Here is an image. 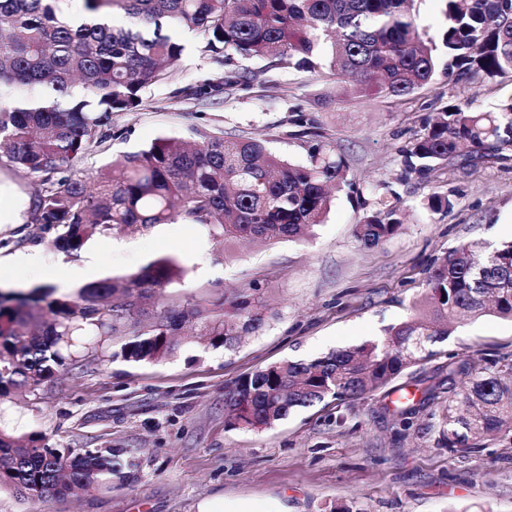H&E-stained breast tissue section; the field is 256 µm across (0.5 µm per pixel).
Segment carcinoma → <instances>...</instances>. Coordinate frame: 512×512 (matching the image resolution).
Listing matches in <instances>:
<instances>
[{
    "label": "carcinoma",
    "instance_id": "cac0c4a2",
    "mask_svg": "<svg viewBox=\"0 0 512 512\" xmlns=\"http://www.w3.org/2000/svg\"><path fill=\"white\" fill-rule=\"evenodd\" d=\"M60 2L0 0V164L40 178L25 220L30 231L16 244L51 234L69 256L97 232L181 222L208 228L221 261L240 240H299L330 210L329 186L343 178L346 164L303 116L294 132L308 139L303 164L220 132L193 146L159 138L114 160L100 179L79 167L111 137L112 113L137 109L147 88L175 73L185 50L179 32L193 35L203 52L354 76L362 95L407 97L440 77L476 86L512 78V0H444L437 44L424 39L410 0H83L75 17ZM246 84L247 75L234 74L190 95L216 97ZM509 151L512 97L486 111L457 101L427 122L405 152V170L425 173L450 160L467 164ZM398 212L385 205L355 225L360 246L394 236ZM183 273L176 258L162 256L75 296L51 285L25 296L0 293V400L38 399L89 353L100 362H162L182 346L189 325L226 351L265 326L270 309L253 285L205 303L168 305L155 322L138 324L141 306ZM427 285L426 308L390 327L382 341L284 360L235 380L224 394L228 425L268 428L297 408L355 400L408 373L421 398L392 410L399 425L408 427L446 389L444 444L478 449L487 437L512 439V363L492 371L474 357L450 355L426 369L456 317L480 315L490 303L512 320V241L488 252L457 246L430 271ZM139 467L128 448L61 450L42 432L18 437L0 426V490L33 503L124 486Z\"/></svg>",
    "mask_w": 512,
    "mask_h": 512
}]
</instances>
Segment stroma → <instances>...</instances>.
Here are the masks:
<instances>
[{
  "mask_svg": "<svg viewBox=\"0 0 512 512\" xmlns=\"http://www.w3.org/2000/svg\"><path fill=\"white\" fill-rule=\"evenodd\" d=\"M180 40L179 71L145 91L137 110L113 113L111 136L88 155V167L103 172L113 158L158 138L193 143L207 132L261 140L270 153L301 164L307 145L292 133L302 115L344 158L347 181L311 236L241 241L221 261L205 227L182 223L97 233L73 257L48 241L34 245L44 264L78 266L95 254L116 275L171 255L185 274L165 289L164 304L210 301L255 284L274 316L230 353L191 339L164 362L91 361L45 387L37 404L19 397L0 403V425L17 433L43 432L57 448H131L142 459L127 486L37 504L5 489L0 512H200L205 503L216 512H512V444L446 448L434 418L440 402L406 428L393 424L381 391L299 408L259 431L228 428L224 411V388L241 376L384 338L426 296L429 265L459 244L489 249L512 240V159L451 162L419 176L405 172L402 156L448 103L471 98L491 107L512 96V78L478 87L440 81L406 98L353 97L326 73L240 56L226 66L200 52L192 35ZM229 69L248 73L249 88L226 90L217 105L184 96ZM38 184L0 165L1 257L15 253L14 239L25 235ZM436 194L451 196L453 207L431 210ZM384 201L401 209L404 223L388 241L363 248L353 227ZM438 349L487 364L511 361L512 321L489 313L465 318Z\"/></svg>",
  "mask_w": 512,
  "mask_h": 512,
  "instance_id": "stroma-1",
  "label": "stroma"
}]
</instances>
